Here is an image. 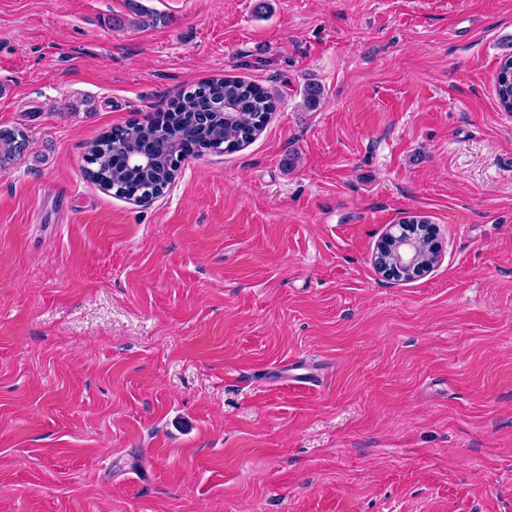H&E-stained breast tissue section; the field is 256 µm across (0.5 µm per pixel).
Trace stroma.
<instances>
[{
    "label": "stroma",
    "mask_w": 512,
    "mask_h": 512,
    "mask_svg": "<svg viewBox=\"0 0 512 512\" xmlns=\"http://www.w3.org/2000/svg\"><path fill=\"white\" fill-rule=\"evenodd\" d=\"M139 2L0 0V512H512V0ZM227 76L251 144L86 178ZM413 217L437 260L386 277ZM494 88L500 106L512 112V55H505L494 76ZM225 101L229 109H225ZM272 97L259 85L235 78L200 84L194 91L186 92L173 109L146 123L132 122L112 128L95 140L88 150L89 177L98 182L107 180L116 194L127 197L143 195L149 185H154L156 196H144L148 201L160 196L174 181L176 173L170 168V157L175 151L184 150L196 156L203 150L222 152L215 142L222 141L229 148H240L255 138L264 128L274 111ZM209 112L211 119L206 127L195 123L196 114ZM230 112L238 113L231 117ZM256 128L254 137L247 134ZM151 140L157 147L155 162L145 170L130 169L119 157L122 148L131 152ZM26 143L27 136L22 130H0V164L19 156Z\"/></svg>",
    "instance_id": "obj_1"
}]
</instances>
